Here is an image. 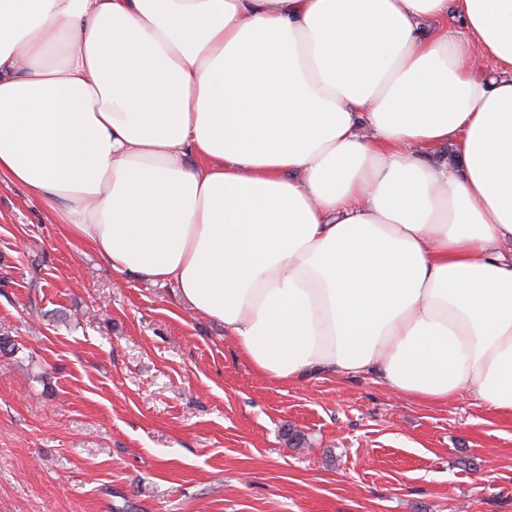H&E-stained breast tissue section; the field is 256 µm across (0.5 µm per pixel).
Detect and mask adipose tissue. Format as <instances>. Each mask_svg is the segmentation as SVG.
Masks as SVG:
<instances>
[{
	"mask_svg": "<svg viewBox=\"0 0 512 512\" xmlns=\"http://www.w3.org/2000/svg\"><path fill=\"white\" fill-rule=\"evenodd\" d=\"M0 177L266 379L512 415V0H0Z\"/></svg>",
	"mask_w": 512,
	"mask_h": 512,
	"instance_id": "adipose-tissue-1",
	"label": "adipose tissue"
}]
</instances>
